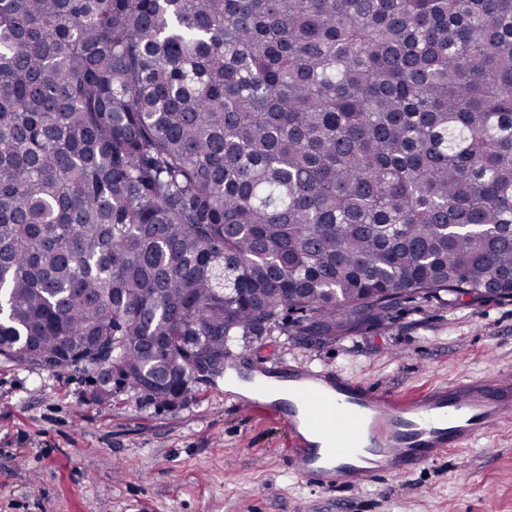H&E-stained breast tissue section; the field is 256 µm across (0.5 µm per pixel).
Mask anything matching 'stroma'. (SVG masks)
<instances>
[{"instance_id": "stroma-1", "label": "stroma", "mask_w": 512, "mask_h": 512, "mask_svg": "<svg viewBox=\"0 0 512 512\" xmlns=\"http://www.w3.org/2000/svg\"><path fill=\"white\" fill-rule=\"evenodd\" d=\"M309 364L411 397L512 368V302H412L369 330L240 341L230 368ZM96 371L0 358V512H512V427L400 476L329 491L286 467L288 432L245 416L223 380L174 409L90 402Z\"/></svg>"}]
</instances>
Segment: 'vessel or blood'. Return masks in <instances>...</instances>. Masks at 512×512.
<instances>
[{
    "instance_id": "b4317fda",
    "label": "vessel or blood",
    "mask_w": 512,
    "mask_h": 512,
    "mask_svg": "<svg viewBox=\"0 0 512 512\" xmlns=\"http://www.w3.org/2000/svg\"><path fill=\"white\" fill-rule=\"evenodd\" d=\"M240 406L283 424L290 470L308 486L339 490L413 471L466 448L512 419V370L404 398L310 365H260Z\"/></svg>"
}]
</instances>
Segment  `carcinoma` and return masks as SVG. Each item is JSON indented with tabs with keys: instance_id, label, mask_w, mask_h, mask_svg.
I'll use <instances>...</instances> for the list:
<instances>
[{
	"instance_id": "carcinoma-1",
	"label": "carcinoma",
	"mask_w": 512,
	"mask_h": 512,
	"mask_svg": "<svg viewBox=\"0 0 512 512\" xmlns=\"http://www.w3.org/2000/svg\"><path fill=\"white\" fill-rule=\"evenodd\" d=\"M419 299L512 302V0H0V357L165 407Z\"/></svg>"
}]
</instances>
